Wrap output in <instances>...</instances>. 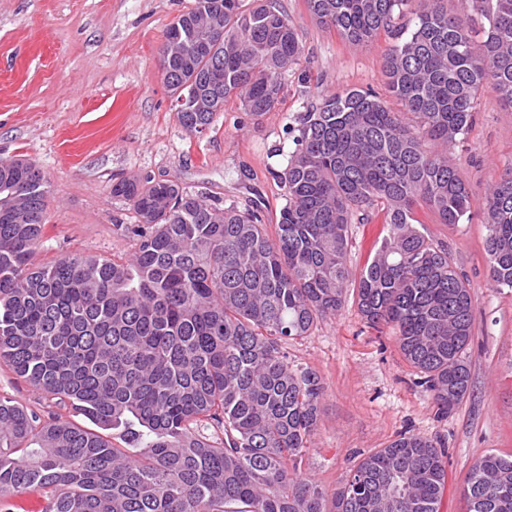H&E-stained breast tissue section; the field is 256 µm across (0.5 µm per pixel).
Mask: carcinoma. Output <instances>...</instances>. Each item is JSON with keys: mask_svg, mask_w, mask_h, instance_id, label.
<instances>
[{"mask_svg": "<svg viewBox=\"0 0 512 512\" xmlns=\"http://www.w3.org/2000/svg\"><path fill=\"white\" fill-rule=\"evenodd\" d=\"M306 0L312 18L353 46L381 33L388 90L332 94L297 117L277 174L286 203L275 238L260 212L209 203L170 180H121L139 246L126 262L75 255L37 267L46 180L35 164L0 163V366L118 430L117 448L68 420L0 397V491L47 494L45 512H438L444 451L402 434L359 462L332 508L300 475L322 384L281 343L333 316L349 285L367 323L392 326L403 357L446 416L465 397L474 325L470 284L418 228L470 219L471 196L448 147L467 134L485 84L512 104V0ZM164 84L215 98L178 113L209 127L236 98L272 111L301 54L276 0H194ZM383 214L388 230L358 278L349 226ZM490 277L512 289V165L486 197ZM224 434L215 442L205 430ZM468 512H512V455L486 454L465 477Z\"/></svg>", "mask_w": 512, "mask_h": 512, "instance_id": "carcinoma-1", "label": "carcinoma"}]
</instances>
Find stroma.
Segmentation results:
<instances>
[{
  "mask_svg": "<svg viewBox=\"0 0 512 512\" xmlns=\"http://www.w3.org/2000/svg\"><path fill=\"white\" fill-rule=\"evenodd\" d=\"M302 54L283 100L253 120L229 100L209 129L186 131L159 72L168 25L194 0H0V162L23 157L48 182L42 242L33 262L75 255L128 258L135 213L112 186L125 177L177 181L186 191L258 207L275 226L285 203L275 174L295 145L297 116L324 96L373 89L391 111L383 58L392 40L380 35L349 45L316 24L305 0H278ZM472 198L471 219L441 224L424 214L421 232L453 255L470 282L474 327L465 359L470 386L447 416L401 355L391 328L366 323L354 299L317 321L308 336L286 341L289 361L317 373L320 412L302 473L334 494L359 461L401 433L445 449L446 489L439 512H467L464 480L485 454L512 455V290L494 287L485 250V200L512 163V105L492 86L478 95L475 121L451 148ZM386 226L382 216L349 228L347 264L360 274ZM0 397L41 416L88 421L56 398L0 367Z\"/></svg>",
  "mask_w": 512,
  "mask_h": 512,
  "instance_id": "obj_1",
  "label": "stroma"
}]
</instances>
